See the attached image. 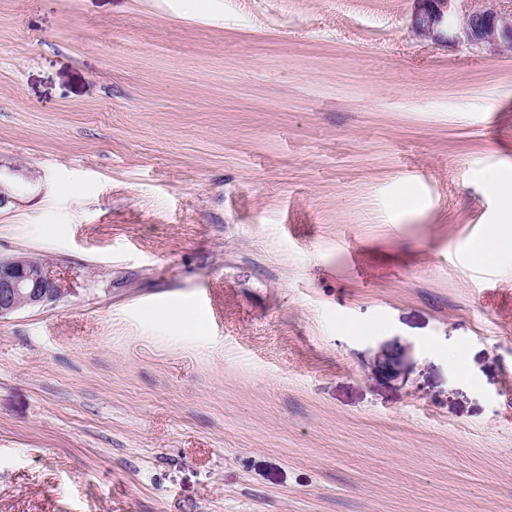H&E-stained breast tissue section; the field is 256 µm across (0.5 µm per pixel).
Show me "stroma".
Wrapping results in <instances>:
<instances>
[{
	"mask_svg": "<svg viewBox=\"0 0 512 512\" xmlns=\"http://www.w3.org/2000/svg\"><path fill=\"white\" fill-rule=\"evenodd\" d=\"M413 10L0 0V512H512V52ZM61 290L40 258L18 255L0 259V317L21 309L42 307L58 300ZM372 367L378 374L395 377L402 373V359L398 353L381 348L373 360Z\"/></svg>",
	"mask_w": 512,
	"mask_h": 512,
	"instance_id": "obj_1",
	"label": "stroma"
}]
</instances>
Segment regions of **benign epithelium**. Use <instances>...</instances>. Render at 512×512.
Returning <instances> with one entry per match:
<instances>
[{"label": "benign epithelium", "instance_id": "benign-epithelium-1", "mask_svg": "<svg viewBox=\"0 0 512 512\" xmlns=\"http://www.w3.org/2000/svg\"><path fill=\"white\" fill-rule=\"evenodd\" d=\"M412 31L445 43L463 42L483 51H512V11L475 10L462 18L452 11L454 0H414ZM61 290L40 258L18 255L0 259V317L21 309L42 307L58 300ZM381 375L402 373V359L386 348L380 349L372 364Z\"/></svg>", "mask_w": 512, "mask_h": 512}]
</instances>
